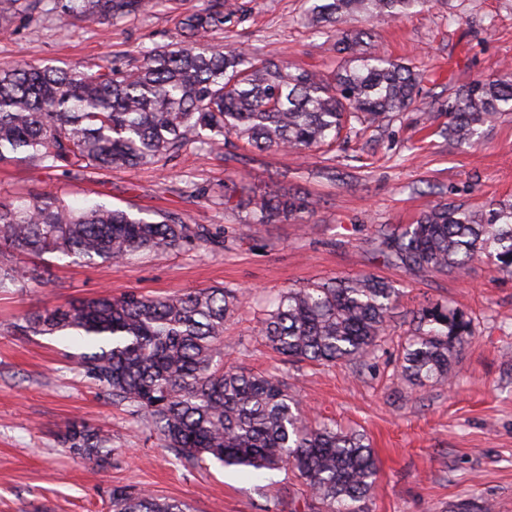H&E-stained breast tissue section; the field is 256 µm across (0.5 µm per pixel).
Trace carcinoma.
<instances>
[{"instance_id": "cac0c4a2", "label": "carcinoma", "mask_w": 512, "mask_h": 512, "mask_svg": "<svg viewBox=\"0 0 512 512\" xmlns=\"http://www.w3.org/2000/svg\"><path fill=\"white\" fill-rule=\"evenodd\" d=\"M62 16L89 24L146 10L150 0H53ZM308 25L336 32L347 64L325 78L271 54L212 44L242 19L244 0H207L181 22L182 39L157 47L126 68L73 72L56 65L0 66V161L24 159L72 174L168 163L187 147L213 150L231 137L259 152L329 148L373 124L408 111L421 77L409 65L367 49L363 19L400 18L429 0H310ZM43 0H0V13L34 10ZM442 107L448 140L470 145L482 129L512 112V73L459 86ZM250 224L299 218L300 196L249 201ZM387 261L414 274L461 273L479 259L512 274V198L474 208L437 202L402 230L382 225ZM221 232L170 213L137 214L94 205L73 208L52 195L0 203V256L75 255L124 263L140 253L215 248ZM49 268L27 272L0 261V288L49 281ZM400 289L374 274L336 284L288 288L260 318V335L291 364L366 363L386 335ZM240 303L232 288L164 297L129 292L46 307L23 317L27 335L78 336V365L112 401L139 415L177 460H216L260 476L288 467L303 480L311 512H369L379 475L367 438L333 423H307L287 384L224 361V321ZM472 336L470 320L444 305L427 306L397 364L419 387L448 377L457 348ZM62 444L100 466L112 454L102 428L71 423ZM110 512H189L115 486Z\"/></svg>"}]
</instances>
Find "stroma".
I'll return each mask as SVG.
<instances>
[{"instance_id": "obj_1", "label": "stroma", "mask_w": 512, "mask_h": 512, "mask_svg": "<svg viewBox=\"0 0 512 512\" xmlns=\"http://www.w3.org/2000/svg\"><path fill=\"white\" fill-rule=\"evenodd\" d=\"M148 11L89 26L50 9L0 19V65H58L77 71L124 63L177 41L181 13L204 0H154ZM246 21L224 43L271 52L318 73L341 56L315 34L304 0H251ZM372 49L424 72L412 110L340 147L306 154L188 148L174 161L64 175L0 162V202L52 194L72 206L99 203L165 211L224 231V245L175 249L128 263L46 255L47 284L0 292V512H109L113 486L186 502L192 512H298L306 486L289 469L255 480L209 460L176 464L124 406L76 367L77 340L26 336L17 324L56 304L135 291L151 296L227 287L244 298L224 323V356L278 376L310 419L363 433L379 477L369 512H512V277L477 260L466 271L414 275L386 264L380 225L413 223L428 204L478 206L512 196V113L472 147L448 143L439 110L455 86L512 69V0H431L419 13L370 21ZM299 192L311 203L298 222L253 224L246 202ZM372 273L402 296L367 364L292 366L257 334L262 309L286 288ZM443 304L472 321L452 377L417 387L396 366L414 313ZM78 422L108 430L114 453L102 468L61 445Z\"/></svg>"}]
</instances>
